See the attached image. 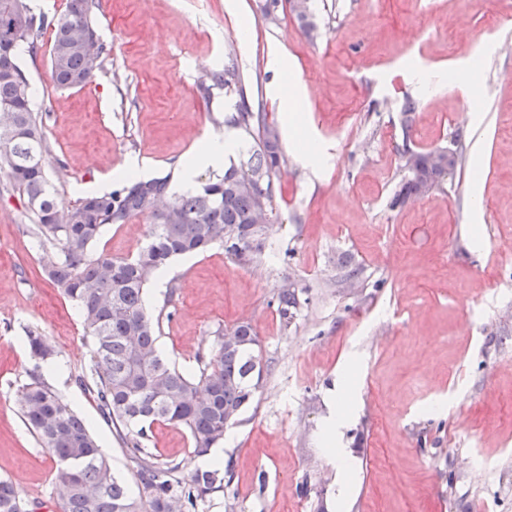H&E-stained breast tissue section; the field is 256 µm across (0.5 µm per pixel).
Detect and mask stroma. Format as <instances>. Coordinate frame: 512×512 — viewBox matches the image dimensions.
<instances>
[{
    "mask_svg": "<svg viewBox=\"0 0 512 512\" xmlns=\"http://www.w3.org/2000/svg\"><path fill=\"white\" fill-rule=\"evenodd\" d=\"M264 3L239 0L236 12L226 0H98L106 52L81 89L53 84L49 34L22 59L62 210L81 186L131 161L179 185L180 161L202 136L250 144L223 123L240 98L279 123L271 90L288 79L307 89V130L327 160L312 169L281 138L279 217L260 258L240 264L217 245L172 278L175 313L158 344L179 371L195 373L216 327L241 320L256 329L265 366L233 443L220 445L224 487L197 512H512V278L487 273L494 262L512 271V80L501 77L512 72V0H309V33L289 0L269 18ZM274 46L286 49L288 73L269 66ZM230 50L243 93L203 98L200 77L223 68ZM419 68L429 82H418ZM409 98L417 107L407 118ZM457 134L464 168L392 207L403 143L430 150ZM31 223L0 174V477L37 512H59L57 464L12 398L31 371L108 441L116 476L131 480L133 462L75 381L90 371L88 342L77 308L43 273ZM153 223L145 212L106 228L98 247L133 255ZM345 268L358 279L340 282ZM286 274L303 289L287 328L272 304ZM31 331L49 339L53 365L29 356ZM335 411L357 470L343 497L341 460L326 443ZM146 446L200 465L180 427L153 425Z\"/></svg>",
    "mask_w": 512,
    "mask_h": 512,
    "instance_id": "1",
    "label": "stroma"
}]
</instances>
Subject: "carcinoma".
<instances>
[{"label": "carcinoma", "instance_id": "cac0c4a2", "mask_svg": "<svg viewBox=\"0 0 512 512\" xmlns=\"http://www.w3.org/2000/svg\"><path fill=\"white\" fill-rule=\"evenodd\" d=\"M95 0H68L67 10L52 22L30 12L25 0H0V172L8 177L35 216L30 234L43 252V270L53 285L80 310L83 329L92 341L91 376L77 383L94 395L104 421L133 450L139 496L130 494L100 452L80 416L40 377L16 387L20 414L58 465L51 498L60 512H192L197 501L224 488L217 469L184 472L180 462L160 461L144 441L155 423L180 426L192 440L194 453H207L250 403L263 376L256 330L239 321L214 331L211 351L197 355L198 373L172 367L157 348L162 319L144 307V289L155 274L177 256L204 252L219 245L243 264L261 255L266 224L273 219L274 178L286 165L278 126L268 113L240 98L237 111L224 123L243 129L253 139L246 162L232 164L224 174L196 191L175 194L170 177L141 180L134 176L110 193L81 199L61 212L49 181L44 154L48 145L41 121L30 103L29 81L21 49L37 51L42 33L52 29L51 78L60 89H81L100 67L105 47L93 26ZM242 91L233 58L212 70L199 89ZM398 190L392 206L417 197L426 186L441 187L465 164L461 147L415 150L403 143ZM151 211L155 224L148 242L134 257H114L97 249L104 229L129 223ZM296 282L285 278L274 300L284 326L299 304ZM32 358L55 355L45 337L27 336ZM14 484L0 478V512H31Z\"/></svg>", "mask_w": 512, "mask_h": 512}]
</instances>
